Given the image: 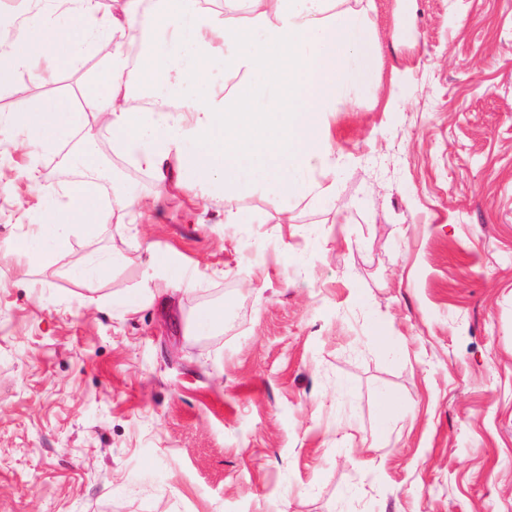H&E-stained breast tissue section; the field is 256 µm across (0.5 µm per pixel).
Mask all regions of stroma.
<instances>
[{
	"instance_id": "obj_1",
	"label": "stroma",
	"mask_w": 512,
	"mask_h": 512,
	"mask_svg": "<svg viewBox=\"0 0 512 512\" xmlns=\"http://www.w3.org/2000/svg\"><path fill=\"white\" fill-rule=\"evenodd\" d=\"M374 67L337 113L336 205L173 188L97 143L121 211L19 252L71 148L0 135V512H512V0H376ZM105 61L0 112L78 102ZM192 278L178 304L150 250ZM120 262L93 284L73 257ZM224 325L194 329L197 312ZM400 414L375 438L381 397ZM379 448H372V441ZM114 201L117 207L122 210L128 217L127 224H139L144 214V204L139 195L131 192H118Z\"/></svg>"
}]
</instances>
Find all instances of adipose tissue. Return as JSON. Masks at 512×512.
Segmentation results:
<instances>
[{"mask_svg":"<svg viewBox=\"0 0 512 512\" xmlns=\"http://www.w3.org/2000/svg\"><path fill=\"white\" fill-rule=\"evenodd\" d=\"M26 2L28 18L0 25V91L15 85L19 69L42 80L80 63L95 44L112 50L81 106L53 98L0 114V131L41 150L84 139L56 180L38 185L46 219L21 252L64 251L70 228L106 223L95 187L71 177L78 168L105 177L94 148L101 131L158 184L222 195L228 224L241 223L237 203L254 195L282 224L295 223L297 205L333 207L332 129L341 105H356L370 80L375 0H223L218 11L201 0H156L153 8L129 0L121 18L100 15L96 0ZM148 33L154 105L136 109L127 103V43ZM215 67L236 78L233 91L213 82Z\"/></svg>","mask_w":512,"mask_h":512,"instance_id":"adipose-tissue-1","label":"adipose tissue"}]
</instances>
